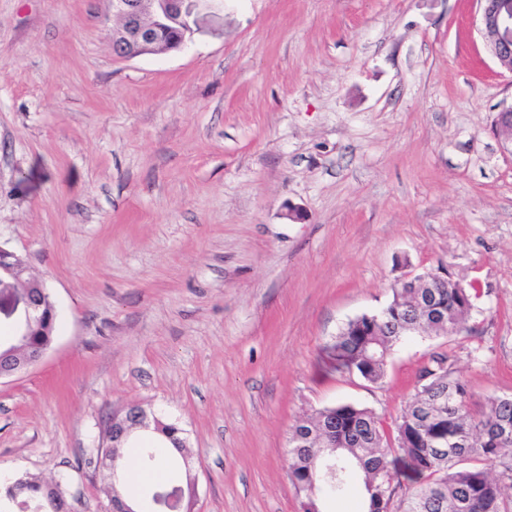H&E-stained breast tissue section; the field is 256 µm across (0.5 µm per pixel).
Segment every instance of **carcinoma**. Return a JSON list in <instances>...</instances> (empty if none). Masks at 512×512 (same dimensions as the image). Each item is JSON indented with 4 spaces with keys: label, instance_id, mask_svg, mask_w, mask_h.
Instances as JSON below:
<instances>
[{
    "label": "carcinoma",
    "instance_id": "1",
    "mask_svg": "<svg viewBox=\"0 0 512 512\" xmlns=\"http://www.w3.org/2000/svg\"><path fill=\"white\" fill-rule=\"evenodd\" d=\"M413 288L395 287L391 301L379 312L345 323L329 344L336 368L356 373L370 384L387 374L390 351L410 332ZM443 308L446 328L427 327L423 333L457 336L479 293L463 288L434 289ZM56 319L34 324L31 336L16 346L25 358L35 345H51ZM415 393L394 430L372 410L350 403L327 407L297 420L294 428L322 416L331 423L336 446L288 448L289 477L303 493V512H325L327 502L345 494L350 481L363 475L361 512H507L505 488H512V396L492 400L489 413L475 416L468 406L467 384L455 375L448 356L432 353L417 376ZM434 399L447 412L426 418L419 404ZM159 436L170 445L168 464L185 455L182 429L162 424ZM129 454L145 470L156 464L154 438H145ZM338 465L336 477L326 476L324 460ZM498 470L492 475V470ZM197 489L191 474L167 479L151 488L148 512H192ZM8 512H58L65 502L61 483L32 475L0 487V503Z\"/></svg>",
    "mask_w": 512,
    "mask_h": 512
}]
</instances>
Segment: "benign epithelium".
<instances>
[{
	"instance_id": "obj_1",
	"label": "benign epithelium",
	"mask_w": 512,
	"mask_h": 512,
	"mask_svg": "<svg viewBox=\"0 0 512 512\" xmlns=\"http://www.w3.org/2000/svg\"><path fill=\"white\" fill-rule=\"evenodd\" d=\"M479 30L486 47L502 68L512 73V0H479ZM224 8V0H112L113 16L119 20L112 35V48L118 58H133L181 50L200 28L202 18ZM495 131L512 146V105L497 113ZM21 291L24 315L15 325L19 339L29 335L33 323L45 314L44 285L32 277L26 261L0 247V295ZM46 352L36 347L25 361L16 358V349L0 341V379L10 377L38 362ZM135 423L151 430L152 420L139 405L126 407L112 416V436L122 438L126 426Z\"/></svg>"
}]
</instances>
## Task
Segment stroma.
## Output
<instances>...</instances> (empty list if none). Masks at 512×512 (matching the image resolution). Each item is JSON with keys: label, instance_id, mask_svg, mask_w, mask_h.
Instances as JSON below:
<instances>
[{"label": "stroma", "instance_id": "obj_1", "mask_svg": "<svg viewBox=\"0 0 512 512\" xmlns=\"http://www.w3.org/2000/svg\"><path fill=\"white\" fill-rule=\"evenodd\" d=\"M477 0H224L186 48L121 59L112 0H0V246L44 281L52 347L0 380V478L107 512L100 425L184 429L194 512H299L288 432L393 423L431 353L473 411L512 395V73ZM480 290L384 383L326 351L405 275ZM131 422L136 424L134 427L141 428L145 431L151 430L152 427V420L149 414L142 406L139 405L128 406L122 412L113 416L110 415L104 422L102 434L103 439L106 441V448L102 449L108 452L111 459L116 462L117 467L118 463L121 466L124 464L125 455L120 452L121 448L112 447V439H107V433L108 430L112 428V437H117V440L124 438L126 433V426ZM104 468L111 471L112 479L114 482L118 473V469L115 467V463L113 462L109 467Z\"/></svg>", "mask_w": 512, "mask_h": 512}]
</instances>
